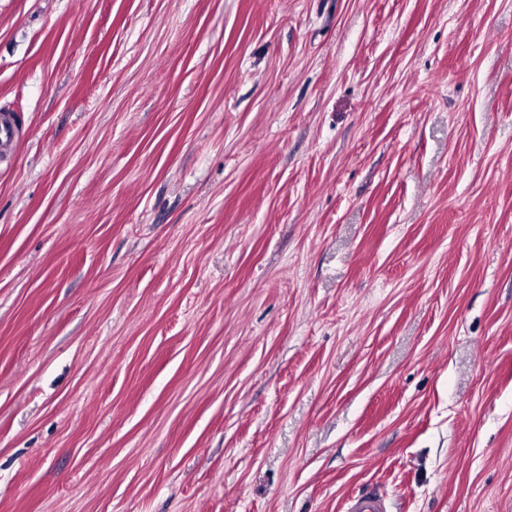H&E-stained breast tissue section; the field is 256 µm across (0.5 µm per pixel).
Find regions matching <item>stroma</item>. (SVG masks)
I'll list each match as a JSON object with an SVG mask.
<instances>
[{
  "instance_id": "35a3bbf8",
  "label": "stroma",
  "mask_w": 512,
  "mask_h": 512,
  "mask_svg": "<svg viewBox=\"0 0 512 512\" xmlns=\"http://www.w3.org/2000/svg\"><path fill=\"white\" fill-rule=\"evenodd\" d=\"M0 512H512V0H0Z\"/></svg>"
}]
</instances>
